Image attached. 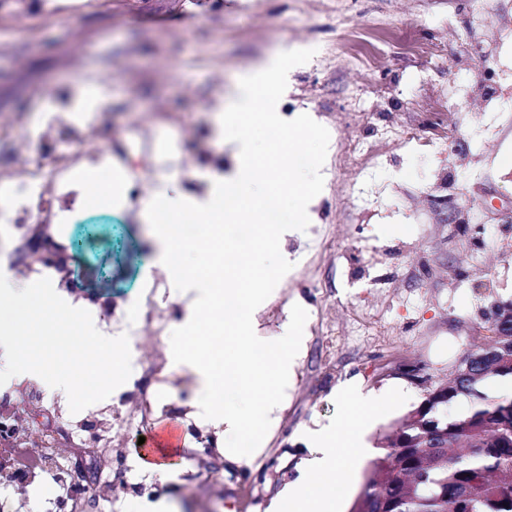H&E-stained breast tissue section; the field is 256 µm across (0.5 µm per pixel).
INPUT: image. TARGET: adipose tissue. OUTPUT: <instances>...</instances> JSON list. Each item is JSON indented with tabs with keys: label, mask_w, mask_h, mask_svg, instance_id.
Listing matches in <instances>:
<instances>
[{
	"label": "adipose tissue",
	"mask_w": 512,
	"mask_h": 512,
	"mask_svg": "<svg viewBox=\"0 0 512 512\" xmlns=\"http://www.w3.org/2000/svg\"><path fill=\"white\" fill-rule=\"evenodd\" d=\"M377 411L376 400L359 396L347 401L345 427L313 435L317 455L303 463L299 478L289 485L273 512H338V492L349 480V463L367 455L363 433Z\"/></svg>",
	"instance_id": "obj_1"
}]
</instances>
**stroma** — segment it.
<instances>
[{"label":"stroma","mask_w":512,"mask_h":512,"mask_svg":"<svg viewBox=\"0 0 512 512\" xmlns=\"http://www.w3.org/2000/svg\"><path fill=\"white\" fill-rule=\"evenodd\" d=\"M59 15L17 34L0 13V114L71 94L112 58V129L138 170L148 125L160 151L236 159L213 130L206 95L232 100L240 74L277 46L314 49L289 74L286 117L312 115L330 141L310 205L335 248L310 232L280 240L292 269L265 300L256 334L282 337L293 305L308 313L301 356L261 455L225 460L220 487L185 460L147 491L121 488L140 464L139 435L100 448L97 481L119 485L125 512H270L317 450L309 434L343 427L347 388L396 402L367 430L370 447L447 381L458 357L488 341L485 313L512 299V0H59ZM481 60H474L472 45ZM415 132L412 140L403 131ZM359 143L353 157L341 147ZM406 223L401 235L385 233ZM72 254L101 298L132 292L159 266L144 207L89 206L67 219ZM417 369L419 381L403 375Z\"/></svg>","instance_id":"35a3bbf8"}]
</instances>
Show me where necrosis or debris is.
Here are the masks:
<instances>
[{"instance_id":"necrosis-or-debris-1","label":"necrosis or debris","mask_w":512,"mask_h":512,"mask_svg":"<svg viewBox=\"0 0 512 512\" xmlns=\"http://www.w3.org/2000/svg\"><path fill=\"white\" fill-rule=\"evenodd\" d=\"M67 103L50 99L37 119L25 116L0 117V130L14 131L9 143L8 167L0 173V182H7L11 190L9 205L0 208V223L11 233L8 244L9 270L18 284H26L52 272L56 291L71 296L84 309L101 315L100 328L104 334L128 335L131 362L136 370L155 380L153 390L133 386L124 391L118 401L92 405L89 413L73 417L66 413L65 400L48 398L42 386L34 381L0 386V421L10 424L11 435H0V458L9 459L11 467L7 482L0 483V512H17V497L40 483L43 473H65L72 449L90 447L98 439L99 427L122 432L130 427L150 429L157 416L168 415L174 403L168 392V382L161 373L167 362L155 358L141 359L140 336L147 335L155 347H162L170 320L163 309V300L169 297V271H159L141 281L136 290V301L124 310H117L112 299L99 300L81 296L72 265L24 260L29 225L36 222L44 230V242L69 252L70 243L62 223L65 215L80 209L82 194L71 178V169L80 163L111 164L129 167L126 152L114 149L106 137L111 127V115L96 113L93 121L82 125L62 118ZM65 144L64 160L43 163L41 156L32 152L33 146L49 150ZM155 177L131 175L128 201H135L157 191L159 176L171 169L188 171L197 160L183 153L172 157L159 154Z\"/></svg>"}]
</instances>
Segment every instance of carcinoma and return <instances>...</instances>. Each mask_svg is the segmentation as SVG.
Instances as JSON below:
<instances>
[{"instance_id": "1", "label": "carcinoma", "mask_w": 512, "mask_h": 512, "mask_svg": "<svg viewBox=\"0 0 512 512\" xmlns=\"http://www.w3.org/2000/svg\"><path fill=\"white\" fill-rule=\"evenodd\" d=\"M483 379L448 389V400L423 399L425 439L403 430L402 447L371 461L359 512H512V397L493 398ZM468 412L449 413L459 399Z\"/></svg>"}]
</instances>
